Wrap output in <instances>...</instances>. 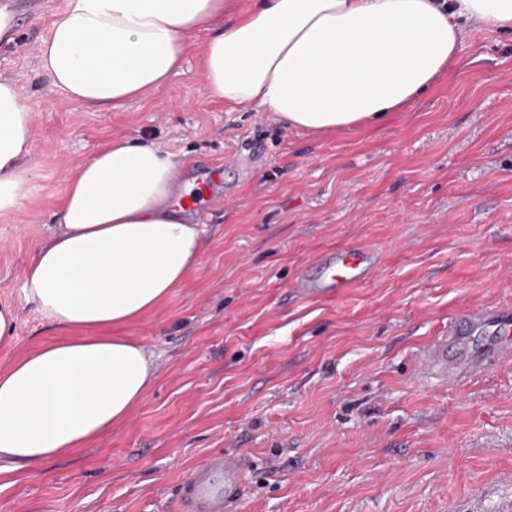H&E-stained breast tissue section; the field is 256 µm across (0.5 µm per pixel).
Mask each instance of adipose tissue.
<instances>
[{"label":"adipose tissue","mask_w":512,"mask_h":512,"mask_svg":"<svg viewBox=\"0 0 512 512\" xmlns=\"http://www.w3.org/2000/svg\"><path fill=\"white\" fill-rule=\"evenodd\" d=\"M471 24L512 33V0H251L229 21L224 0H64L39 63L70 102L120 110L165 89L204 26L211 99L324 135L411 107L457 68ZM33 117L0 79V216L27 198ZM180 166L156 143L121 138L68 176L23 276L55 335L0 367V480L89 446L153 385L151 352L123 330L199 263L205 230L179 203Z\"/></svg>","instance_id":"ef3b65f1"}]
</instances>
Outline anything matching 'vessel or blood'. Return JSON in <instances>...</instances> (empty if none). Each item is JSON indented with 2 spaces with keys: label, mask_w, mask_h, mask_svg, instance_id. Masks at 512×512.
<instances>
[{
  "label": "vessel or blood",
  "mask_w": 512,
  "mask_h": 512,
  "mask_svg": "<svg viewBox=\"0 0 512 512\" xmlns=\"http://www.w3.org/2000/svg\"><path fill=\"white\" fill-rule=\"evenodd\" d=\"M377 263V255L369 250H334L322 256L321 276L302 275L300 286L314 297L344 293L367 280ZM511 360L512 311L485 307L462 313L439 329L422 350L419 363L423 371L454 384ZM247 476L248 466L241 457L224 453L207 457L181 486V512H228L242 497Z\"/></svg>",
  "instance_id": "vessel-or-blood-1"
}]
</instances>
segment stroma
Here are the masks:
<instances>
[{
	"mask_svg": "<svg viewBox=\"0 0 512 512\" xmlns=\"http://www.w3.org/2000/svg\"><path fill=\"white\" fill-rule=\"evenodd\" d=\"M0 78L36 111L23 208L0 218V301L15 351L51 330L23 291L67 175L123 137L159 144L181 178L260 149L246 184L205 217L200 263L125 333L157 378L87 448L0 487V512H176L209 454L251 460L233 512H512V362L441 385L416 357L448 320L512 307V35L469 27L461 68L371 130L316 137L206 92L189 38L167 87L115 111L55 89L39 50L63 0H13ZM373 249L370 279L335 297L293 284L322 253ZM17 314L8 303H0V348L11 349L13 347Z\"/></svg>",
	"mask_w": 512,
	"mask_h": 512,
	"instance_id": "35a3bbf8",
	"label": "stroma"
}]
</instances>
